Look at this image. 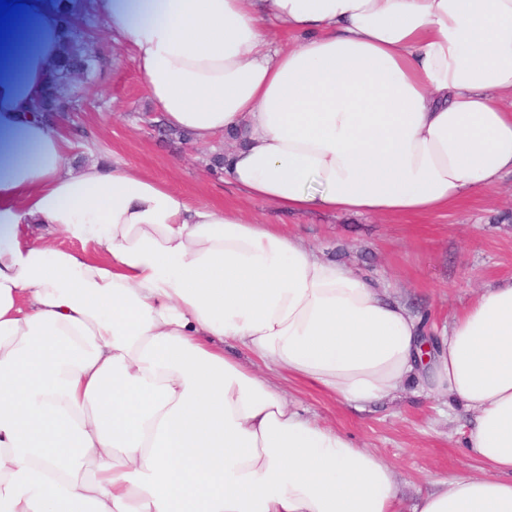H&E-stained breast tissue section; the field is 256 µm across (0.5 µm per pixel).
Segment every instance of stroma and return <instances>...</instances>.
<instances>
[{
  "label": "stroma",
  "mask_w": 512,
  "mask_h": 512,
  "mask_svg": "<svg viewBox=\"0 0 512 512\" xmlns=\"http://www.w3.org/2000/svg\"><path fill=\"white\" fill-rule=\"evenodd\" d=\"M51 7L91 34L83 42L61 43L34 105L35 119L58 125L73 140L95 139L94 154L73 151L68 165L104 164L118 155L191 204L223 203L252 223L299 237L326 257L346 249L347 266L386 279L395 296L414 312H427L437 330L478 290L512 279L511 175L459 207L421 221L281 211L225 184L215 160L232 140L219 136L200 144L167 127L146 95L131 50L116 41L94 0H51ZM289 394L313 420L339 429L393 465L404 512H412L435 479L468 472L473 464L462 446L465 417L450 411L444 400L419 395L414 385H406L393 401L361 411L306 385H290Z\"/></svg>",
  "instance_id": "1"
}]
</instances>
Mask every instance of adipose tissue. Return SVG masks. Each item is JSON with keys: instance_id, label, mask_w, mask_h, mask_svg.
<instances>
[{"instance_id": "adipose-tissue-1", "label": "adipose tissue", "mask_w": 512, "mask_h": 512, "mask_svg": "<svg viewBox=\"0 0 512 512\" xmlns=\"http://www.w3.org/2000/svg\"><path fill=\"white\" fill-rule=\"evenodd\" d=\"M29 2L0 54V122L28 140L0 171V512H401L392 466L260 364L358 410L409 382L448 399L478 467L414 512H512V279L432 343L384 280L298 238L117 157L66 166L72 139L32 110L71 27ZM96 7L171 128L239 134L219 165L249 198L424 219L512 175V0Z\"/></svg>"}]
</instances>
